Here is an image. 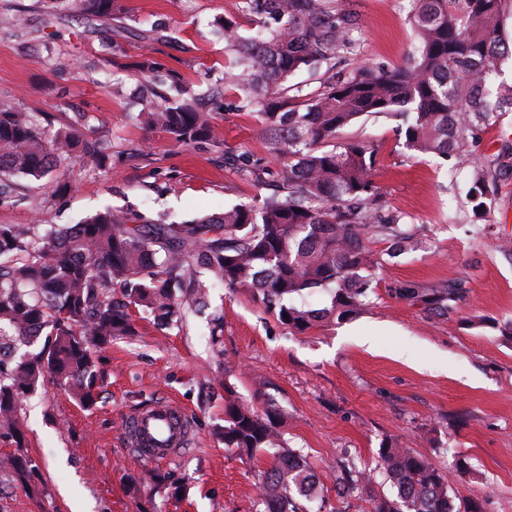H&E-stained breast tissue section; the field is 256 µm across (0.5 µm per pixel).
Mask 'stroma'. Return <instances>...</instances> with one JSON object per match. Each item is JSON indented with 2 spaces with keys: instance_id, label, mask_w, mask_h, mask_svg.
I'll return each mask as SVG.
<instances>
[{
  "instance_id": "35a3bbf8",
  "label": "stroma",
  "mask_w": 512,
  "mask_h": 512,
  "mask_svg": "<svg viewBox=\"0 0 512 512\" xmlns=\"http://www.w3.org/2000/svg\"><path fill=\"white\" fill-rule=\"evenodd\" d=\"M236 0H120L113 19L87 15L77 0H0V107L28 112L49 130L84 113L82 128L110 160L100 170L74 158L57 166L70 188L54 193L50 178L0 202L1 224H31L39 213L70 226L112 206L183 221L277 193L278 172L265 187L237 173V156L267 155L258 116L239 110L233 93L211 100L228 60L220 20L242 34L257 19ZM360 27L356 55L337 60L347 73L362 63L393 68L415 43L409 0H347ZM179 77L210 109L216 142L173 147L166 133L140 124L133 99L145 89L143 60ZM399 121L365 116L341 140L366 138L377 148L374 181L386 211L428 241L424 250L388 259L372 304L361 314L299 333L285 328L249 290L216 288L211 305L224 312V352L207 341V316L160 335L151 319L104 353L95 404L84 408L52 384L23 398L26 454L39 475L29 483L0 480V512H255L266 452L240 458L213 433L224 420V390L264 408L273 399L290 448L317 474L312 512H372L393 489L376 474L367 495L336 490L338 465L374 470L380 447L409 448L452 470L456 512H512V112L474 145L487 159L496 193L485 214L468 202L469 171L414 156L402 146ZM461 281L447 315L399 300L391 286ZM177 400L192 414L190 445L148 463L128 447L125 423L141 407ZM148 469L171 474L180 487L151 488Z\"/></svg>"
}]
</instances>
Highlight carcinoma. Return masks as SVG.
Masks as SVG:
<instances>
[{
    "label": "carcinoma",
    "mask_w": 512,
    "mask_h": 512,
    "mask_svg": "<svg viewBox=\"0 0 512 512\" xmlns=\"http://www.w3.org/2000/svg\"><path fill=\"white\" fill-rule=\"evenodd\" d=\"M114 0H82L85 13L109 18ZM238 9L260 20L245 37L230 20L219 26L232 62L224 89L237 108L259 116L267 152L281 166L284 196L258 206L240 204L182 223L164 212L131 217L106 210L72 227L49 218L39 224L0 225V439L23 444L18 403L51 380L79 404L96 401L97 363L112 341L136 332L132 310L153 318L161 332L180 329L209 305V288H250L290 329L305 331L356 314L372 302L383 267L365 243L375 230L391 240L387 255L426 247L400 229L399 216L377 204L376 149L366 140H339L358 118H400L403 147L412 155L455 159L473 176L472 211H487L496 192L481 157L470 149L502 114L512 112V83L495 82L512 57L504 0H411L416 45L394 69L360 64L347 77L317 92L289 84L301 70L314 71L357 54L360 42L342 0H239ZM176 97L153 90L140 97L139 122L168 134L177 147L214 137L212 113L190 88ZM75 122L53 134L26 113L0 109V198L20 189L19 179H43L56 162L79 156L97 167L107 155L95 139H81ZM239 173L257 181L268 169L247 152ZM461 290L400 282L395 297L448 312ZM325 292L323 308L292 303ZM224 315H210L213 346L223 342ZM44 339L35 351L17 354ZM273 402L224 398V423L213 428L224 447L251 454L263 450L272 466L257 494L256 512H307L316 476L298 450L287 448ZM379 468L396 489L376 500L374 512H453L451 474L404 448L388 444ZM38 466L21 451L0 457V473L22 481ZM372 475L356 463L341 471L344 494L370 489Z\"/></svg>",
    "instance_id": "cac0c4a2"
}]
</instances>
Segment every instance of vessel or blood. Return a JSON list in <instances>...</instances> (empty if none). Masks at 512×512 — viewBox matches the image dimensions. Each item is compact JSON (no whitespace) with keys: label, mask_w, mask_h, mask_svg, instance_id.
I'll return each mask as SVG.
<instances>
[{"label":"vessel or blood","mask_w":512,"mask_h":512,"mask_svg":"<svg viewBox=\"0 0 512 512\" xmlns=\"http://www.w3.org/2000/svg\"><path fill=\"white\" fill-rule=\"evenodd\" d=\"M191 423V415L178 403H159L131 415L127 444L144 460H165L189 445Z\"/></svg>","instance_id":"1"}]
</instances>
